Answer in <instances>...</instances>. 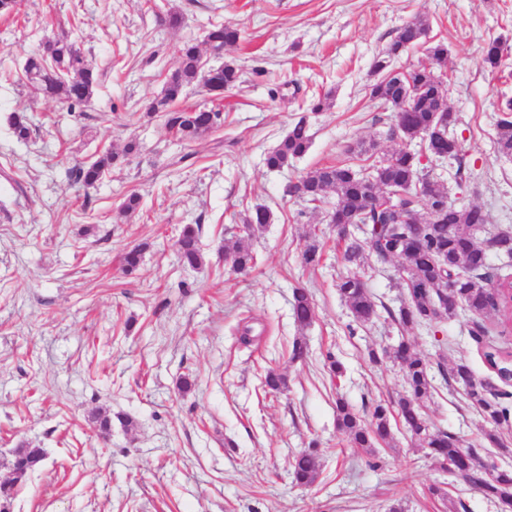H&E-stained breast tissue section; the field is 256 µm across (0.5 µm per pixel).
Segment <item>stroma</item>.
Masks as SVG:
<instances>
[{
	"mask_svg": "<svg viewBox=\"0 0 512 512\" xmlns=\"http://www.w3.org/2000/svg\"><path fill=\"white\" fill-rule=\"evenodd\" d=\"M172 8L183 16L176 30L159 21ZM418 17L429 24L424 42L398 64H428V45L447 46L462 159L436 164L434 175L452 199L487 212L489 238L512 226V160L495 147L498 106L512 98V0H22L17 16L0 19V480L10 476L13 449L46 456L9 512H501L427 458L403 427L371 456L336 427L337 399L366 418L402 393L403 374L384 355L402 338L430 363H467L512 405V383L498 381L482 355L504 342L494 315L461 311L403 335L381 316L356 322L338 278L356 270L374 300L395 309L405 296L395 265L369 254L344 263L325 210L288 193L311 168L354 162L356 143L376 157L394 147L392 113L368 95L371 62ZM214 22L242 31L223 54L241 82L224 95L223 125L183 144L146 108L183 44L202 41ZM62 36L101 75L91 102L74 112L19 79L26 58ZM496 38L505 51L491 71L483 51ZM326 91L331 109L307 114L309 98ZM20 109L32 121L25 142L9 125ZM302 117L310 149L267 170L265 153ZM131 139L138 151L97 186L71 178L100 149ZM133 190L141 209L120 217ZM258 206L272 220L250 237L256 265L240 275L222 248ZM196 223L205 261L191 269L173 243ZM313 230L324 247L310 267L302 252ZM141 243L140 268L124 273L123 253ZM297 288L315 306L305 327L293 317ZM246 326L255 340L244 347ZM297 340L307 355L295 362ZM271 370L286 378L280 392L264 385ZM432 377L430 426L512 468V452L484 440L487 423L464 391L440 372ZM105 412L117 420L101 436L91 417ZM308 448L321 467L304 487L291 462ZM432 485L449 500L429 497Z\"/></svg>",
	"mask_w": 512,
	"mask_h": 512,
	"instance_id": "1",
	"label": "stroma"
}]
</instances>
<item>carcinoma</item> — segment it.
Here are the masks:
<instances>
[{
	"mask_svg": "<svg viewBox=\"0 0 512 512\" xmlns=\"http://www.w3.org/2000/svg\"><path fill=\"white\" fill-rule=\"evenodd\" d=\"M427 23L416 18L398 31L387 46L372 61V73H386L394 62L408 49L419 45L426 36ZM241 39L240 30L220 22L210 24L203 44L210 50L222 54ZM504 48L494 39L486 44L484 64L494 70L498 68ZM430 63L405 73L384 78L370 85V98L380 107L395 112L396 123L388 130V137L401 141V146L384 153L368 165H329L312 169L299 178L305 188L303 199L311 204L328 202L329 194H336L332 205L331 220H345L352 224L368 226L369 234L363 242L353 241L344 249L343 258L353 263L369 251L381 262H394L397 266L399 284L404 288L406 299L396 310L383 306L387 319L401 331H410L428 323L434 312L435 299L446 289L472 315L483 317L494 313L500 320L499 333L512 334V276L495 277L489 271L485 241L481 238L487 213L478 205L461 206L448 196L421 163V153L409 148L417 139H425V151L431 156L448 154V136L434 132L433 110L439 99L445 96V67L448 49L442 43L427 48ZM202 51L199 44L186 42L181 50L178 65L164 81L161 93L151 102L150 113L159 114L165 127L178 139L189 144L200 140L224 122L220 106L181 107L178 101L193 86L205 91L213 100L220 101L224 92L236 88L240 83V72L231 62H226L209 71L202 66ZM22 79L36 91L55 97L67 104L73 112L92 99L99 84V74L86 61L75 42L62 36L47 40L42 48L29 56L23 67ZM500 112L503 117L497 124L496 149L505 157H512V100L505 101ZM14 136L26 141L31 134L27 115L15 112L10 117ZM311 146V136L306 121L294 123L285 137L264 157L270 170H282L303 156ZM138 143L129 141L122 152L110 149L97 153L94 158L73 172L76 182L89 188L99 183L103 176L118 165L122 159L135 153ZM425 183L430 193L438 199L428 202L409 197L408 205H422L425 212L441 205L443 219L425 227V232L415 224H390L388 212L381 205L366 208L365 185L376 186V195L382 188H393L413 193L415 185ZM268 208L256 207L244 220L249 235L261 231L270 223ZM499 252L512 258V227L499 229L493 236ZM182 265L196 269L203 263L199 241V228L186 225L175 243ZM224 261L235 271L248 270L254 265V255L249 247L238 241L224 247ZM496 281L500 287L498 297H493L488 285ZM339 294L345 300L356 321L366 323L378 313V305L369 293L365 282L355 274L341 278L337 284ZM293 313L297 324H310L314 315L311 295L303 288L293 291ZM393 361L404 373L406 390L398 401V416L403 426L419 445L428 449V455L440 466H445L463 448L459 436L430 429L424 417V403L430 397V363L414 352L406 342L393 349ZM443 377L461 386L471 403L477 407L488 422L499 426L507 421L509 409L499 401L497 393L489 383L476 382L472 371L464 362L455 364L451 372H442ZM336 425L357 448H374V443L385 441L392 435L390 411L377 404L371 412V423L363 419L343 400L336 401ZM44 460L39 448H18L12 461V477L0 483V503L9 502L18 486L34 472ZM319 471V460L310 449L300 451L292 463L294 481L302 486L313 484ZM471 473L480 478L479 489L483 495L498 501L503 512L512 509V470L499 468L479 460H472Z\"/></svg>",
	"mask_w": 512,
	"mask_h": 512,
	"instance_id": "cac0c4a2",
	"label": "carcinoma"
}]
</instances>
